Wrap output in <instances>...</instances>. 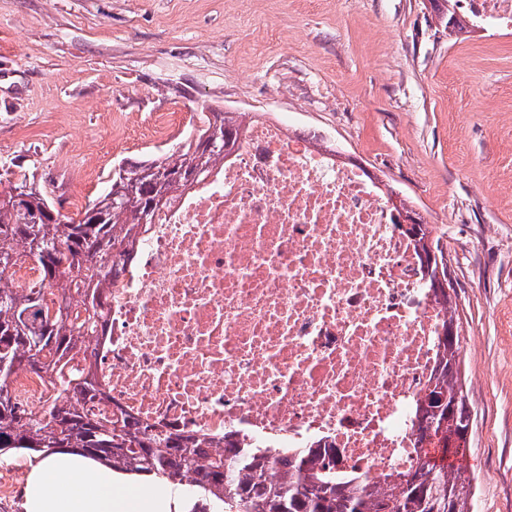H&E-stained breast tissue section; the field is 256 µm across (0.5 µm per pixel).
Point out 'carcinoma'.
I'll list each match as a JSON object with an SVG mask.
<instances>
[{
	"mask_svg": "<svg viewBox=\"0 0 512 512\" xmlns=\"http://www.w3.org/2000/svg\"><path fill=\"white\" fill-rule=\"evenodd\" d=\"M449 34L466 24L451 0H429ZM243 113L215 112L205 117L196 137L160 161H145L137 170L118 173L109 191L85 208L75 221L55 209L35 183L22 179L0 189V273L19 260H31L37 279L25 288H0V455L34 452L42 458L68 449L112 468L114 473L156 476L183 486L194 498L192 512H470L472 484L465 471L448 466V454H460L472 426V411L463 389L460 336L439 337L442 350L431 385L445 404L422 396L415 406L418 440L433 449L408 475L388 474L378 485L361 473L336 467V458L311 443L304 448L246 444L224 435V447L211 448L204 438L144 425L122 414L106 420L85 404L97 395L91 370H64L67 359L85 349L88 338L105 325L109 281L133 260L135 229L150 223L174 194L203 178L224 160L204 137L212 119L220 122L224 144L233 148ZM124 203L113 207L109 197ZM39 223L32 220L45 210ZM417 253L433 250L438 261L427 267L428 283L448 275V260L433 236L434 228L416 216ZM57 293L58 308L42 303L43 293ZM447 311L445 325L459 324L457 304L437 291ZM44 376L56 391L53 402L31 415L11 394V379L20 372ZM455 436L456 448L439 446Z\"/></svg>",
	"mask_w": 512,
	"mask_h": 512,
	"instance_id": "cac0c4a2",
	"label": "carcinoma"
}]
</instances>
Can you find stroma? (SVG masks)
Returning a JSON list of instances; mask_svg holds the SVG:
<instances>
[{
    "label": "stroma",
    "mask_w": 512,
    "mask_h": 512,
    "mask_svg": "<svg viewBox=\"0 0 512 512\" xmlns=\"http://www.w3.org/2000/svg\"><path fill=\"white\" fill-rule=\"evenodd\" d=\"M294 115L448 256L472 512H512V33L451 35L428 0H0V174L68 217L171 152L160 114Z\"/></svg>",
    "instance_id": "1"
}]
</instances>
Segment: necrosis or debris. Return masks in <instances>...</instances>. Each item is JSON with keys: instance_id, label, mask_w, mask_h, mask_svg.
Instances as JSON below:
<instances>
[{"instance_id": "necrosis-or-debris-1", "label": "necrosis or debris", "mask_w": 512, "mask_h": 512, "mask_svg": "<svg viewBox=\"0 0 512 512\" xmlns=\"http://www.w3.org/2000/svg\"><path fill=\"white\" fill-rule=\"evenodd\" d=\"M468 26L512 30V0H455ZM381 188L284 120L247 123L235 153L177 195L107 288L88 355L102 399L221 442L320 440L372 481L413 471V413L439 363L445 309Z\"/></svg>"}]
</instances>
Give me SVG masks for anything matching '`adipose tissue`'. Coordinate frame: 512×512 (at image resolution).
Segmentation results:
<instances>
[{"label": "adipose tissue", "mask_w": 512, "mask_h": 512, "mask_svg": "<svg viewBox=\"0 0 512 512\" xmlns=\"http://www.w3.org/2000/svg\"><path fill=\"white\" fill-rule=\"evenodd\" d=\"M173 492L162 479L144 482L100 463L57 453L33 465L24 489L25 512H174Z\"/></svg>", "instance_id": "adipose-tissue-1"}]
</instances>
